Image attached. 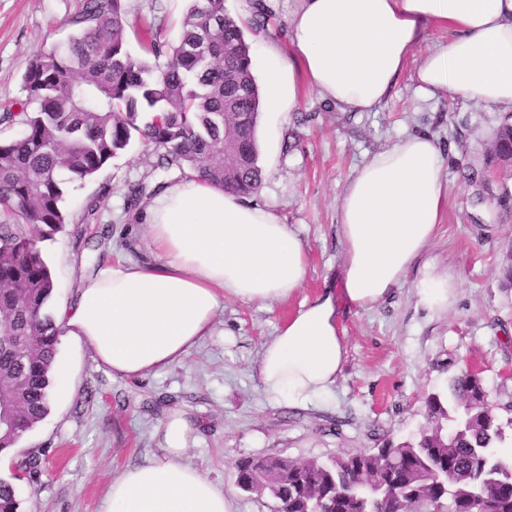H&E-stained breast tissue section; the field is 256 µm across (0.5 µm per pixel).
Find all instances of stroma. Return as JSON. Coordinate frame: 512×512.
<instances>
[{"label": "stroma", "instance_id": "1", "mask_svg": "<svg viewBox=\"0 0 512 512\" xmlns=\"http://www.w3.org/2000/svg\"><path fill=\"white\" fill-rule=\"evenodd\" d=\"M83 0H0V138L15 136L27 99L22 76L33 54L74 34ZM189 0H125L133 56H144V24L174 38ZM505 113L461 97L422 101L402 74L379 111L342 112L305 91L293 112L261 110L262 182L251 203L277 214L304 242L308 269L298 297L263 304L225 299L216 330L183 363L143 378L114 376L90 348L65 340L53 378L50 412L27 432L0 478L11 479L23 454L38 456L37 484L20 481V512H99L113 476L158 452L154 431L170 410H189L199 439L188 460L223 481L237 512H270L268 497L235 484L238 461L284 456L325 461L414 436L426 423V398L446 391L465 364L477 365L498 405L512 402V170L493 159V134ZM432 136L443 152L448 198L428 250L394 293L368 309L339 303L345 361L333 390L317 401L269 399L256 376L262 344L301 299L338 283L342 244L337 200L354 168L408 134ZM153 147L133 142L93 178L69 183V222L40 247L55 279L47 304L71 301L83 279L104 265L145 260L143 208L127 206L129 185L168 181ZM100 198L97 221L83 224L88 199ZM454 270L453 304L431 311L418 302L426 267Z\"/></svg>", "mask_w": 512, "mask_h": 512}]
</instances>
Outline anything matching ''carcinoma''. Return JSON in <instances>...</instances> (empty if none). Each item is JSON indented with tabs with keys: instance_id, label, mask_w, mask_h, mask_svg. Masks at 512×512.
I'll list each match as a JSON object with an SVG mask.
<instances>
[{
	"instance_id": "1",
	"label": "carcinoma",
	"mask_w": 512,
	"mask_h": 512,
	"mask_svg": "<svg viewBox=\"0 0 512 512\" xmlns=\"http://www.w3.org/2000/svg\"><path fill=\"white\" fill-rule=\"evenodd\" d=\"M255 4L243 23L224 0H190L177 41L153 34L148 59L132 56L123 0H84L79 30L35 55L23 74L32 112L6 119L22 130L0 140V453L14 450L50 410L60 329L47 304L55 288L39 241L68 224L67 184L93 177L137 136L156 167L194 172L239 196L261 184L257 125L261 95L245 29H265ZM31 225L36 234L22 230ZM419 437L387 441L327 462L270 457L236 465L235 483L266 493L273 512H512V458L497 455L512 417L495 412L480 377L454 375L426 399ZM14 484L0 479V512H19Z\"/></svg>"
}]
</instances>
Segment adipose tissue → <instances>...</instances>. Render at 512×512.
Here are the masks:
<instances>
[{
  "label": "adipose tissue",
  "instance_id": "adipose-tissue-1",
  "mask_svg": "<svg viewBox=\"0 0 512 512\" xmlns=\"http://www.w3.org/2000/svg\"><path fill=\"white\" fill-rule=\"evenodd\" d=\"M431 25L449 38L415 68L417 96L512 111V0H302L288 57L265 51L269 111L291 112L302 86L345 112L378 111ZM447 195L442 151L425 134L354 170L337 203L341 287L302 300L263 343L257 377L268 398L304 403L331 390L345 356L338 299L368 308L401 286L433 241ZM144 220L149 261L101 267L54 314L113 375L180 364L214 334L225 298L284 303L305 280L306 248L278 215L195 177L165 186ZM457 286L455 272H425L419 300L446 308ZM197 432L189 411L167 412L155 431L158 455L114 477L99 512H234L223 484L187 460Z\"/></svg>",
  "mask_w": 512,
  "mask_h": 512
}]
</instances>
